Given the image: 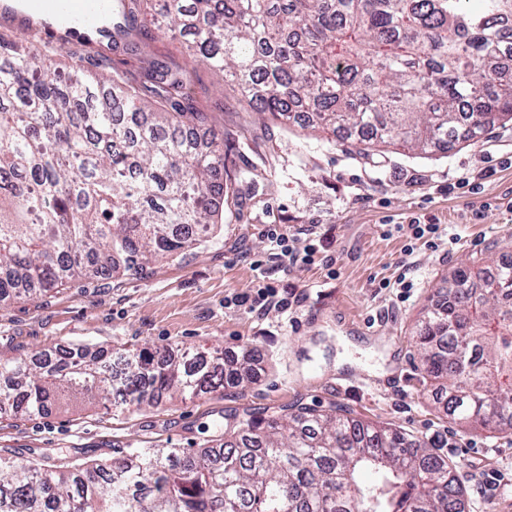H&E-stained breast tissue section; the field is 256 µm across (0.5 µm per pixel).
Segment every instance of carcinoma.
Segmentation results:
<instances>
[{"instance_id": "1", "label": "carcinoma", "mask_w": 512, "mask_h": 512, "mask_svg": "<svg viewBox=\"0 0 512 512\" xmlns=\"http://www.w3.org/2000/svg\"><path fill=\"white\" fill-rule=\"evenodd\" d=\"M141 2L122 0L112 23V46L139 54L135 84L88 41L0 33V297L64 286L102 253L137 272L218 226L224 130L186 92L188 70L127 41ZM159 2L162 31L274 120L301 111L367 148L421 152L512 122V0ZM413 339L449 418L512 429V264L458 269ZM252 360L142 347L119 375L107 350L0 360V415L116 385L128 406L207 393L250 382ZM234 420L223 447L197 454L131 448L54 471L0 458V512H465L455 467L420 439L304 403Z\"/></svg>"}]
</instances>
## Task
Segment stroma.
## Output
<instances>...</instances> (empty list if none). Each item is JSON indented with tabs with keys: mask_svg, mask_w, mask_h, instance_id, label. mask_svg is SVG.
Returning a JSON list of instances; mask_svg holds the SVG:
<instances>
[{
	"mask_svg": "<svg viewBox=\"0 0 512 512\" xmlns=\"http://www.w3.org/2000/svg\"><path fill=\"white\" fill-rule=\"evenodd\" d=\"M191 93L223 128L231 173L251 171L256 181L231 184L212 238L180 255L0 302V357L86 345L119 355L146 344L211 357L247 347L258 354L256 374L134 411L77 403L33 419L7 415L0 456L109 464L130 448L192 453L223 442L242 409L336 405L432 443L455 465L467 512H512V430L448 419L412 340L458 268L512 254V123L448 152L365 153L331 131L253 112L207 69L196 68ZM415 220L438 225V247L414 238ZM268 224L316 225L323 242L314 261L282 264L263 234ZM402 277L413 283L405 295L392 286ZM264 278L290 309L226 306Z\"/></svg>",
	"mask_w": 512,
	"mask_h": 512,
	"instance_id": "stroma-1",
	"label": "stroma"
}]
</instances>
